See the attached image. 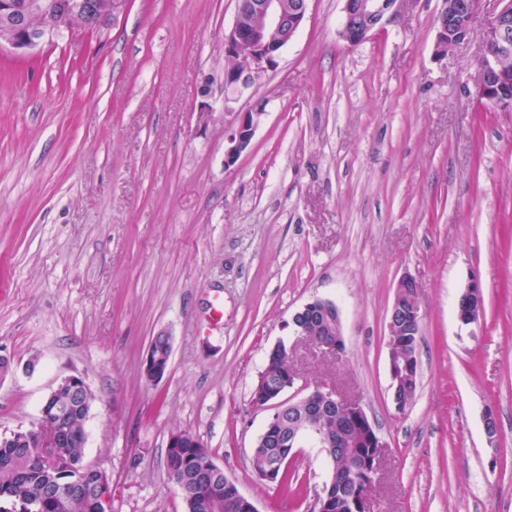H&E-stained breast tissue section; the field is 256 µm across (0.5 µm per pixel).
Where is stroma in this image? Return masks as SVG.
Wrapping results in <instances>:
<instances>
[{
    "instance_id": "35a3bbf8",
    "label": "stroma",
    "mask_w": 512,
    "mask_h": 512,
    "mask_svg": "<svg viewBox=\"0 0 512 512\" xmlns=\"http://www.w3.org/2000/svg\"><path fill=\"white\" fill-rule=\"evenodd\" d=\"M343 0H309L274 66L224 85L236 0H129L99 31L22 59L0 50V437L36 420L57 381L93 402L84 461L112 512H185L165 474L196 435L258 512H311L333 474L304 440L295 493L261 482L251 404L296 311L336 304L342 356L296 345L301 378L357 400L386 443L374 512H512V112L477 101L476 43L432 57L440 0H407L358 46ZM260 111L224 166L240 112ZM418 287L413 401L388 369L397 282ZM479 278L484 310L462 327ZM172 337L170 372L141 363ZM497 422L488 439L485 416ZM483 302V286L478 278H471L458 302V321L465 326L474 323L483 309ZM166 336H168L167 354L162 356V355L157 354L154 350V348L163 350L166 345L165 336L163 334L159 333L152 338L151 342L153 343L154 348H153L152 344L150 343L147 353H146V356H145V359L143 361V371H144L143 376H144L145 380L150 383H152V381L149 380L146 377V375L149 376L150 378H152L153 382L159 383L163 379L166 378V376L169 372L171 356H172V341H171V337L169 335H166Z\"/></svg>"
}]
</instances>
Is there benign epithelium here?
Instances as JSON below:
<instances>
[{"label": "benign epithelium", "instance_id": "obj_1", "mask_svg": "<svg viewBox=\"0 0 512 512\" xmlns=\"http://www.w3.org/2000/svg\"><path fill=\"white\" fill-rule=\"evenodd\" d=\"M494 1L496 9L488 10V2ZM129 0H108L106 7L98 8L96 0H70L64 6L55 0H37L33 6L45 16V24L37 29L26 25L11 0H0V16L10 25V33L1 47L20 56H31L41 46L56 35L61 27L55 16L63 10L84 14L87 18L84 32L100 29L107 21L122 12ZM309 0H237V14L234 25L224 40V55L227 57L245 56L248 59L244 68L224 72V85L247 84L257 74L275 63V58L292 40L307 11ZM343 22L340 37L352 46L368 40L376 31L394 20L406 0H343ZM258 13L263 24L253 27L246 24L247 16ZM438 30L433 45V58L437 61L457 45L475 40L480 46L478 59V78L475 96L502 109L512 111V89L508 79L497 72V55L512 51V0H442L437 15ZM258 112H240L226 137L224 148V167L233 166L240 155L249 147ZM483 286L477 277H472L458 302V321L467 326L474 323L483 309ZM406 317L407 328L403 338L396 337L388 330L387 346L389 350V375L391 384H401L394 372L398 354L402 347H413L415 337L420 335L421 318L418 307L404 310L394 303L389 311L388 323L394 316ZM316 349L323 353L339 355L344 350V338L341 323H336V339L322 340ZM172 350L159 355L153 347H148L143 361L144 373L159 383L166 378ZM86 387L84 379L69 375L60 379L39 410L37 426L47 421L60 422L72 411L82 407L75 398L77 391ZM319 394L329 407L346 412L352 420L365 426L368 432L369 447L385 451L386 445L371 424L363 407L356 401L348 400L336 390L322 385L316 386L306 397L298 402L286 403L282 394H269L251 398L255 408H273L282 411L288 407H298L302 412L317 410L311 398Z\"/></svg>", "mask_w": 512, "mask_h": 512}]
</instances>
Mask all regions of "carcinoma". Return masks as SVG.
Listing matches in <instances>:
<instances>
[{"instance_id":"carcinoma-1","label":"carcinoma","mask_w":512,"mask_h":512,"mask_svg":"<svg viewBox=\"0 0 512 512\" xmlns=\"http://www.w3.org/2000/svg\"><path fill=\"white\" fill-rule=\"evenodd\" d=\"M286 347L283 343L268 352L253 393H275L285 387L289 371ZM82 419L78 414L70 420L72 439L66 448H33L19 435L0 440V512H112L102 502L104 490L98 475L81 471ZM312 430L333 436L340 433L347 442L345 448L326 449L334 464L333 476L326 484L330 497L344 502L355 491L368 493L373 482L358 470L359 463L369 456L367 432L347 416L328 410L309 416L296 409L279 414L273 435L260 438L253 448L252 468L274 467L282 471L281 484L300 492L295 473L282 466L295 450L289 440ZM212 462L210 451L190 438L179 454H167V481L189 500V512H239L235 487L226 483L224 472L210 469ZM69 482L78 483L80 490L67 495L54 492L55 487Z\"/></svg>"}]
</instances>
